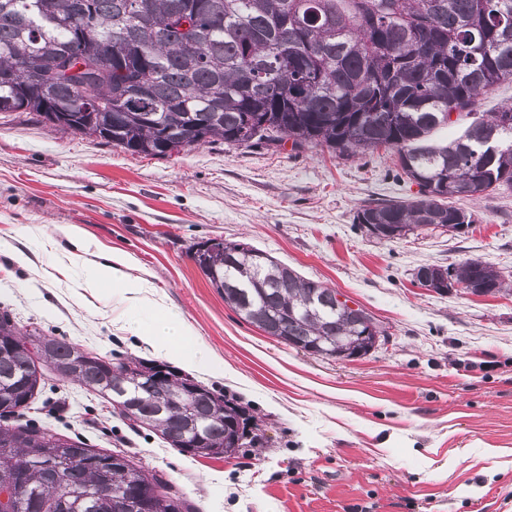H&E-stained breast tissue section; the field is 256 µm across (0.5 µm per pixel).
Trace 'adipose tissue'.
<instances>
[{
	"label": "adipose tissue",
	"mask_w": 512,
	"mask_h": 512,
	"mask_svg": "<svg viewBox=\"0 0 512 512\" xmlns=\"http://www.w3.org/2000/svg\"><path fill=\"white\" fill-rule=\"evenodd\" d=\"M129 259L121 253L111 254L105 262L93 267L86 285L104 303L125 306L123 325L150 344L156 355L192 369H205L212 365L213 355L202 342L194 340L187 322L173 311L162 298L157 297L153 282L146 277L117 279L118 267L128 265ZM151 316L149 323L136 318V311Z\"/></svg>",
	"instance_id": "obj_1"
}]
</instances>
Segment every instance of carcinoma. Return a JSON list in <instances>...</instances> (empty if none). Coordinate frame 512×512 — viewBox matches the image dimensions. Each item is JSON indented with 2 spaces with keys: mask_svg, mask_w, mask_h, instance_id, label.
Listing matches in <instances>:
<instances>
[{
  "mask_svg": "<svg viewBox=\"0 0 512 512\" xmlns=\"http://www.w3.org/2000/svg\"><path fill=\"white\" fill-rule=\"evenodd\" d=\"M0 0V61L21 64L0 84V116L32 112L45 125L94 137L132 154L165 158L222 142L235 147L320 146L356 157L396 151L399 172L419 187L405 201L370 203L355 221L393 226L408 236L423 227L474 223L449 203L512 188V106L473 122L444 144L430 136L451 113L472 107L496 85L512 80V0ZM80 15L85 27L68 21ZM188 24L190 35L180 30ZM144 46L137 67L125 57L106 65L112 42ZM80 55L63 62L65 46ZM137 82L147 99L114 108ZM102 109L73 112L79 98ZM240 241L224 242L210 268L200 270L246 322L287 346L314 354L331 346L347 358L364 350L372 322L362 309L340 306L337 292L307 280L274 257ZM455 280L504 290L500 274L470 259ZM0 419L27 407L47 367L68 377L80 347L51 336L30 349L7 316L0 317ZM71 380L108 398L123 386L111 362L86 363ZM172 369L160 386L131 391L119 414L159 432L172 448L203 420L207 443L185 452L229 459L245 431L244 412L223 395ZM36 452L25 472L17 456ZM103 484L161 489L146 512H191L156 476L131 460L97 451L47 428L6 427L0 435V487L13 488L25 512H116L93 496Z\"/></svg>",
  "mask_w": 512,
  "mask_h": 512,
  "instance_id": "carcinoma-1",
  "label": "carcinoma"
}]
</instances>
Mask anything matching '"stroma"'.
Segmentation results:
<instances>
[{"mask_svg": "<svg viewBox=\"0 0 512 512\" xmlns=\"http://www.w3.org/2000/svg\"><path fill=\"white\" fill-rule=\"evenodd\" d=\"M510 105L512 82L499 84L432 139L458 138ZM395 170L383 149L354 158L218 142L156 159L32 114L0 119V311L29 336L155 361L83 286L103 255L126 253L131 275L151 274L215 355L194 379L246 408L266 437L228 459L194 458L53 375L13 423L126 453L194 512H512V292L438 295L413 277L422 265L478 259L511 280L512 190L459 200L476 218L465 231L388 242L354 217L364 204L417 194ZM216 237L334 288L384 342L339 360L267 336L191 260L193 245Z\"/></svg>", "mask_w": 512, "mask_h": 512, "instance_id": "35a3bbf8", "label": "stroma"}]
</instances>
